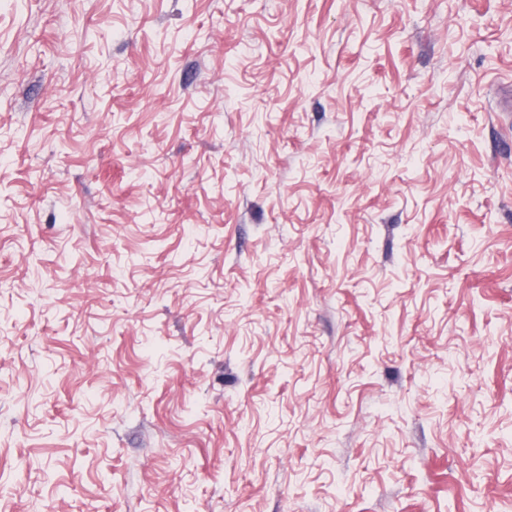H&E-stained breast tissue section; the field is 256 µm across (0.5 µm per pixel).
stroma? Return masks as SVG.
Returning <instances> with one entry per match:
<instances>
[{"label": "stroma", "mask_w": 512, "mask_h": 512, "mask_svg": "<svg viewBox=\"0 0 512 512\" xmlns=\"http://www.w3.org/2000/svg\"><path fill=\"white\" fill-rule=\"evenodd\" d=\"M512 0H0V512H512Z\"/></svg>", "instance_id": "35a3bbf8"}]
</instances>
